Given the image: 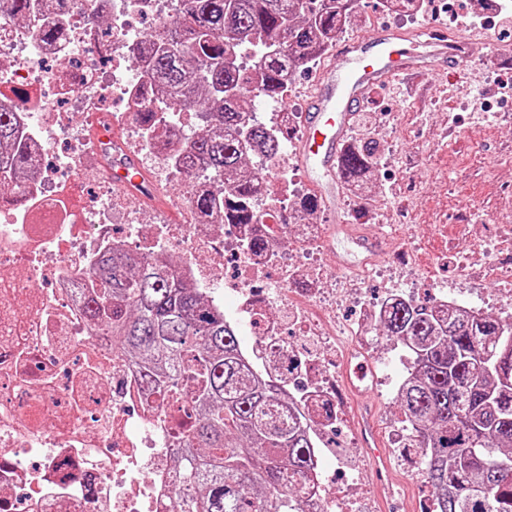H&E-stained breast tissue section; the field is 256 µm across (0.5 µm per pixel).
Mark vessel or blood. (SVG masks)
Wrapping results in <instances>:
<instances>
[{
  "instance_id": "vessel-or-blood-1",
  "label": "vessel or blood",
  "mask_w": 512,
  "mask_h": 512,
  "mask_svg": "<svg viewBox=\"0 0 512 512\" xmlns=\"http://www.w3.org/2000/svg\"><path fill=\"white\" fill-rule=\"evenodd\" d=\"M474 52V46L466 40L448 38L443 32L419 39L382 31L373 45L359 40L345 44L322 75L321 91L306 114L297 150L299 164L312 173L311 186L328 210L339 205L341 182L336 176V161L346 141L351 116L365 92L400 75H424L431 67L443 69L466 61ZM107 177L115 185L143 191L148 202L159 198L149 188L147 173L130 155L114 156L108 164Z\"/></svg>"
}]
</instances>
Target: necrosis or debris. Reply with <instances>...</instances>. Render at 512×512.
Segmentation results:
<instances>
[{
    "label": "necrosis or debris",
    "mask_w": 512,
    "mask_h": 512,
    "mask_svg": "<svg viewBox=\"0 0 512 512\" xmlns=\"http://www.w3.org/2000/svg\"><path fill=\"white\" fill-rule=\"evenodd\" d=\"M161 0H71L61 40H43L39 21L23 25L0 11V101L11 106L33 159L23 205L0 203V512H175L173 463L181 442L173 426L189 407L142 393L139 374L87 324L89 270L111 249L137 256L178 255L190 281L227 324L245 332L240 351L253 374L277 361L302 371L310 385L302 408L318 433L342 418L336 375L339 349L370 353L379 304L362 300L378 270L362 263L342 288L319 263L299 266L287 252H314L315 225L289 240L284 213L297 185L283 162L256 156L264 186L255 224L200 216L192 182L177 206L183 219L160 224L135 197L102 181L97 195L85 174L102 168L106 145L92 136L102 119L128 125L124 151L139 153L157 183L178 169L174 152L199 132L155 112L134 123V99L151 76L140 40L126 19L160 14ZM120 100L122 111L112 109ZM263 239L261 249L250 240ZM357 300L353 321L341 317ZM299 312L305 345L286 339L282 312ZM359 477L336 485L317 468L298 512H360Z\"/></svg>",
    "instance_id": "obj_1"
}]
</instances>
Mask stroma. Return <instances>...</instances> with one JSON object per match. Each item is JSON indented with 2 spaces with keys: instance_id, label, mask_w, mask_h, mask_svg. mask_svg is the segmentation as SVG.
I'll return each mask as SVG.
<instances>
[{
  "instance_id": "stroma-1",
  "label": "stroma",
  "mask_w": 512,
  "mask_h": 512,
  "mask_svg": "<svg viewBox=\"0 0 512 512\" xmlns=\"http://www.w3.org/2000/svg\"><path fill=\"white\" fill-rule=\"evenodd\" d=\"M475 0H426L409 22L383 14L381 0H358L359 20L377 19L379 28L446 31L468 36ZM487 15V32L464 68L443 70L423 82L420 93L408 80L391 79L367 91L350 121V137L360 132L378 140L382 158L372 190L344 194L338 214L319 210L314 223L355 224L374 236L375 225L406 239L414 248L413 279H376L364 296L374 300L387 287L412 291L417 300L438 297L440 289L466 307H481L512 289V280L484 281L476 294L470 272L460 266L474 241L489 259L512 263V21L497 9ZM375 404L374 421L386 449L391 481L368 482L367 512H427L432 490L399 463L392 430L401 415L396 398L373 386L367 399L345 398V421L326 439L323 464L337 481L367 473L369 450L361 444L356 418Z\"/></svg>"
}]
</instances>
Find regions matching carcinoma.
I'll return each instance as SVG.
<instances>
[{"instance_id": "obj_1", "label": "carcinoma", "mask_w": 512, "mask_h": 512, "mask_svg": "<svg viewBox=\"0 0 512 512\" xmlns=\"http://www.w3.org/2000/svg\"><path fill=\"white\" fill-rule=\"evenodd\" d=\"M45 0H0L24 20ZM357 0H180L175 17L143 37L141 51L158 92L182 110L203 112L206 125L174 154L187 174L208 169L216 192L194 199L203 216L223 213L226 224H253L251 198L262 179L257 152L274 160L290 131L249 123L254 98L286 100V77L318 59L355 26ZM288 29L282 53L275 38ZM257 58L240 66L243 49ZM380 144L362 138L346 147L339 177L367 188ZM0 199L14 197L31 172L12 112L0 103ZM308 194L295 212L319 210ZM161 256L133 268L119 261L92 272L86 288L93 329L130 357L146 395L191 405L177 423L176 481L191 489L178 512H295L316 471L310 428L275 383L251 378L224 313L175 275ZM403 345L411 364L398 400L408 428L426 450L423 475L436 512H512V354L502 337L512 322L482 312L400 301L380 324Z\"/></svg>"}]
</instances>
